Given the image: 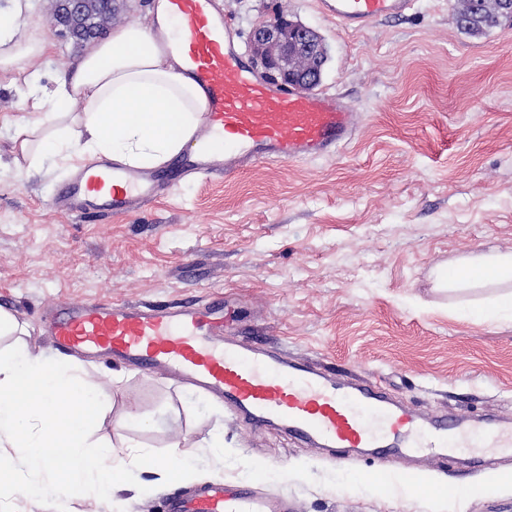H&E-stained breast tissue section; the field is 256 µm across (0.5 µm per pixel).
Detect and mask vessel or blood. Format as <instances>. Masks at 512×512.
<instances>
[{"label": "vessel or blood", "mask_w": 512, "mask_h": 512, "mask_svg": "<svg viewBox=\"0 0 512 512\" xmlns=\"http://www.w3.org/2000/svg\"><path fill=\"white\" fill-rule=\"evenodd\" d=\"M414 0H316L318 10L346 30L361 31L409 11ZM178 22V48L204 90L202 143L169 175L100 162L82 165L52 204L83 218L127 215L150 204L187 175L224 177L260 163H291L333 153L357 130L358 114L341 97L283 86L258 76L239 50L213 0H163ZM223 142L216 158L207 145ZM54 348L106 356L146 374L190 380L223 399L257 428L288 433L306 447L340 456L444 460L468 448L478 465L512 455V422L493 414L423 416L395 401L376 379L354 378L286 351L247 343L224 330V299L178 306L93 301L60 303L41 320ZM167 512H292L287 496L246 486L208 483L169 498Z\"/></svg>", "instance_id": "obj_1"}]
</instances>
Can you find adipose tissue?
I'll list each match as a JSON object with an SVG mask.
<instances>
[{
    "label": "adipose tissue",
    "mask_w": 512,
    "mask_h": 512,
    "mask_svg": "<svg viewBox=\"0 0 512 512\" xmlns=\"http://www.w3.org/2000/svg\"><path fill=\"white\" fill-rule=\"evenodd\" d=\"M30 9L31 0H11L0 10L1 73L44 57L51 48L43 28L23 25ZM158 20L166 40L136 23L120 25L89 45L53 88L28 83L24 96L38 115L13 139L17 168L32 171L103 157L158 169L196 146L207 100L184 72L175 21L163 13ZM436 281L442 287L511 283L512 253L465 258Z\"/></svg>",
    "instance_id": "adipose-tissue-1"
}]
</instances>
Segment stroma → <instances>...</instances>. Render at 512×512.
I'll return each instance as SVG.
<instances>
[{
	"mask_svg": "<svg viewBox=\"0 0 512 512\" xmlns=\"http://www.w3.org/2000/svg\"><path fill=\"white\" fill-rule=\"evenodd\" d=\"M213 2L244 52L251 27L277 14L315 30L329 55L319 88L355 107L353 141L318 159L184 178L137 215L71 217L51 204L70 169L11 163L13 136L34 117L26 79L54 85L83 51L51 28L54 0H33L27 23L46 27L52 52L0 73V307L25 329L0 336V348L48 351L40 320L60 302L179 305L218 291L247 341L373 375L429 413L511 418L512 322L469 317L493 289L442 291L435 272L512 252V24L470 36L460 0H415L405 17L360 32L315 0ZM81 365L105 400L91 441L121 457L132 446L188 451L205 471L169 484L161 468H139L109 501L68 498L66 512H166L172 494L213 481L288 495L297 512H512V458L482 469L462 451L418 464L408 487L406 464L391 459L376 483L364 458L339 461L254 430L187 383ZM219 432L220 451L208 446ZM287 467L296 478L283 477ZM491 478L495 492L439 506L429 492Z\"/></svg>",
	"mask_w": 512,
	"mask_h": 512,
	"instance_id": "obj_1",
	"label": "stroma"
}]
</instances>
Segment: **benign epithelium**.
<instances>
[{"mask_svg":"<svg viewBox=\"0 0 512 512\" xmlns=\"http://www.w3.org/2000/svg\"><path fill=\"white\" fill-rule=\"evenodd\" d=\"M86 0H57L51 25L75 37V23L83 17ZM249 46L261 75L296 85L310 73L315 59L323 57L321 39L311 28L276 15L256 24L249 33Z\"/></svg>","mask_w":512,"mask_h":512,"instance_id":"1","label":"benign epithelium"}]
</instances>
